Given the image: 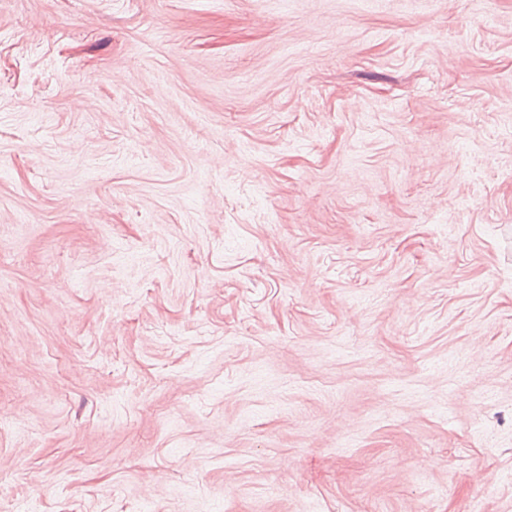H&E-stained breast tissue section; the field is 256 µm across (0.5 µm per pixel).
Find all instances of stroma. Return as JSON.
Returning a JSON list of instances; mask_svg holds the SVG:
<instances>
[{"mask_svg":"<svg viewBox=\"0 0 512 512\" xmlns=\"http://www.w3.org/2000/svg\"><path fill=\"white\" fill-rule=\"evenodd\" d=\"M512 512V0H0V512Z\"/></svg>","mask_w":512,"mask_h":512,"instance_id":"stroma-1","label":"stroma"}]
</instances>
